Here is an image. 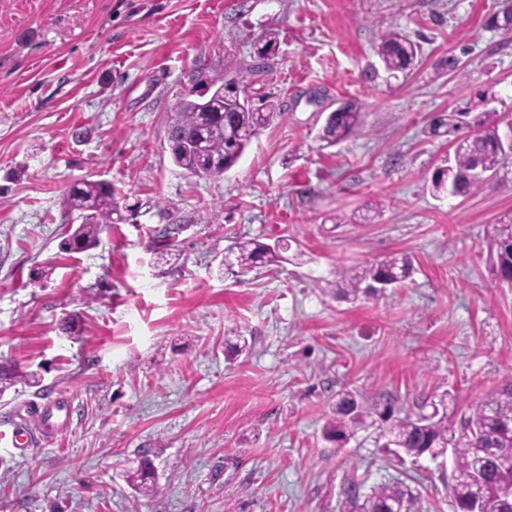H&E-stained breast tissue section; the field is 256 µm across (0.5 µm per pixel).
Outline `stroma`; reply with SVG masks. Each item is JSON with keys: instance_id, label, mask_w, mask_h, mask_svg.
Returning a JSON list of instances; mask_svg holds the SVG:
<instances>
[{"instance_id": "stroma-1", "label": "stroma", "mask_w": 512, "mask_h": 512, "mask_svg": "<svg viewBox=\"0 0 512 512\" xmlns=\"http://www.w3.org/2000/svg\"><path fill=\"white\" fill-rule=\"evenodd\" d=\"M501 0H0V361L42 376L0 394V431L66 397L68 423L24 447L0 442V512H341L347 489L406 485L452 512L451 468L386 451L376 429L344 445L323 427L337 395L448 419L512 380V284L489 235L512 212V157L467 197L432 196L448 111L496 110L512 136V34ZM420 46L386 72L380 24ZM278 53L251 88L282 111L223 175L171 160L177 102L239 78L268 34ZM368 110L334 147L341 102ZM105 180L136 224L67 252L64 198ZM177 225L176 251L148 250ZM285 242L290 258L225 275L235 242ZM409 254L414 272L342 300L338 267ZM43 284L32 279L43 266ZM249 343L224 352V332ZM149 459L157 482L134 491ZM321 128L319 140L324 146H335L350 138L363 123L365 106L358 100L343 103L330 112Z\"/></svg>"}]
</instances>
